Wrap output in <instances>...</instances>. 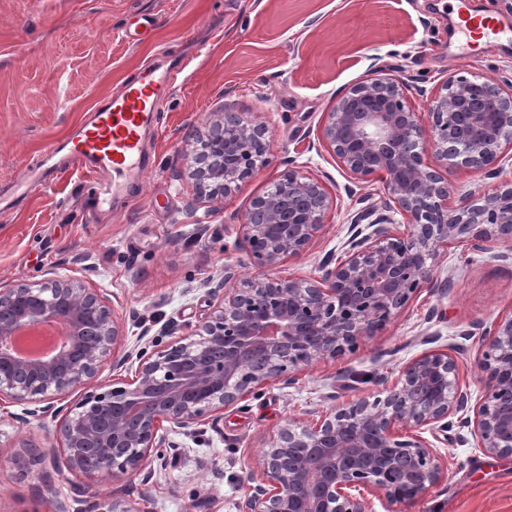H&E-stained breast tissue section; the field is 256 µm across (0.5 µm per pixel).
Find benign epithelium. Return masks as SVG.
<instances>
[{
	"label": "benign epithelium",
	"instance_id": "1",
	"mask_svg": "<svg viewBox=\"0 0 512 512\" xmlns=\"http://www.w3.org/2000/svg\"><path fill=\"white\" fill-rule=\"evenodd\" d=\"M408 83L369 77L339 97L320 125V140L358 180L378 176L393 209L407 220L400 232L385 216L358 213L341 260L324 261L311 280L271 277L285 258L301 255L324 227L330 200L316 181L294 169L253 199L240 224L256 276L228 288L227 266L209 280L212 309L196 328L163 346L121 352L125 329L105 298L71 274L0 287V403L24 406L15 419L56 422L55 443L39 462L60 452L83 478L60 498L51 484L40 496L51 512H139L125 499L102 494L103 478L134 476L164 460L170 438L224 409L256 397L272 381L355 352L383 332L425 287H438V247L466 242L475 252L512 259V187L463 196L448 205L445 173L478 170L507 175L512 148V83L504 90L481 76L448 78L430 101L424 125L406 102ZM265 128L226 112L195 152L191 176L218 204L265 163ZM368 221L367 229L359 224ZM507 251L494 252L499 245ZM62 323L66 343L47 360L22 361L10 352L14 336ZM482 394L471 402L455 360L429 353L409 362L394 384L299 427L280 430L249 472L239 512H409L448 480V462L417 431L470 433L475 447L512 456V314L479 327ZM138 360L133 378L97 383L108 361ZM85 389L75 403L64 398Z\"/></svg>",
	"mask_w": 512,
	"mask_h": 512
}]
</instances>
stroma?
<instances>
[{"label": "stroma", "mask_w": 512, "mask_h": 512, "mask_svg": "<svg viewBox=\"0 0 512 512\" xmlns=\"http://www.w3.org/2000/svg\"><path fill=\"white\" fill-rule=\"evenodd\" d=\"M454 0H0V283H33L74 272L106 297L126 325L127 347L151 349L166 324H196L209 309L205 282L232 266L254 276L238 246L252 198L286 168L323 184L330 198L323 231L272 274L311 279L338 258L361 210L386 213L383 182L351 174L321 143L326 112L376 71L416 86L407 103L427 114L451 76L512 81V39L458 53ZM184 63L179 84L159 101L143 132L141 172L96 194L62 158L44 181L25 168L90 110L137 79L144 62ZM239 112L265 127L267 163L211 211L195 209L188 132L206 134L217 113ZM435 273L447 293L422 289L387 329L356 354L323 361L274 382L257 397L175 435L151 478L103 480L99 489L140 512H238L247 474L289 422L321 415L393 382L424 353L452 356L472 396L482 390L477 325L512 314V260L466 244L441 248ZM0 408V512H49L44 482L69 495L75 474L62 459L29 462L54 421H16ZM461 429L432 443L448 461L447 484L411 512H512V458L484 455Z\"/></svg>", "instance_id": "35a3bbf8"}]
</instances>
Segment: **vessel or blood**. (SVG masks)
Instances as JSON below:
<instances>
[{
	"label": "vessel or blood",
	"mask_w": 512,
	"mask_h": 512,
	"mask_svg": "<svg viewBox=\"0 0 512 512\" xmlns=\"http://www.w3.org/2000/svg\"><path fill=\"white\" fill-rule=\"evenodd\" d=\"M458 30L467 41L488 40L508 35L512 30L472 14L465 2L458 4ZM178 80L174 69L159 71L143 67L136 81L96 108L90 122L76 127L67 140L69 153L86 182H94L99 171L137 170L141 156V131L157 110L160 89Z\"/></svg>",
	"instance_id": "obj_1"
}]
</instances>
